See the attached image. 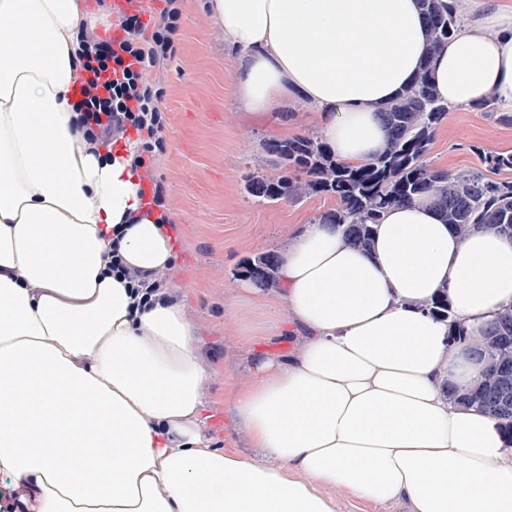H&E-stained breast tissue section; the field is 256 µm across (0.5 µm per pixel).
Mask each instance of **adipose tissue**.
Returning <instances> with one entry per match:
<instances>
[{
	"label": "adipose tissue",
	"instance_id": "adipose-tissue-1",
	"mask_svg": "<svg viewBox=\"0 0 512 512\" xmlns=\"http://www.w3.org/2000/svg\"><path fill=\"white\" fill-rule=\"evenodd\" d=\"M258 120L300 100L334 158L371 162L381 108L429 67L453 110L512 113V7L471 10L426 55L419 0H209ZM80 0H0V478L35 512H512V440L448 400L512 307V237L458 236L428 198L388 207L361 250L298 225L280 299L303 343L255 358L233 412L259 457L211 447L208 369L176 298L139 307L115 263L166 274L173 213L148 204L139 139L89 141L72 108ZM447 293L466 342L429 304ZM339 512H404V508L400 504L390 507H383L364 499H353L350 501L340 502L337 506Z\"/></svg>",
	"mask_w": 512,
	"mask_h": 512
}]
</instances>
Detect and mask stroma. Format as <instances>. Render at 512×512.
Segmentation results:
<instances>
[{"label":"stroma","instance_id":"stroma-1","mask_svg":"<svg viewBox=\"0 0 512 512\" xmlns=\"http://www.w3.org/2000/svg\"><path fill=\"white\" fill-rule=\"evenodd\" d=\"M207 0H179L175 51L153 70L165 117L164 149L151 173L161 180L165 207L176 215L177 265L169 275L172 295L186 305L210 376L204 383L203 417L213 447L257 456L232 412L236 394L252 380L256 354L288 355L295 336L281 308L263 297L279 289L240 290L249 259L281 250L295 224L332 209L333 199L303 196L274 205L248 194L247 178L269 172L271 140L318 136L312 112L299 102L277 119L254 123L236 100L232 72L236 52L225 44ZM512 149V126L474 110L449 111L428 154L432 167L460 171L481 165L480 151Z\"/></svg>","mask_w":512,"mask_h":512}]
</instances>
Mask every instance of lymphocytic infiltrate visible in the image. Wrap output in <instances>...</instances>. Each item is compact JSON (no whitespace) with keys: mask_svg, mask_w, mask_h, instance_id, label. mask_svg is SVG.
Segmentation results:
<instances>
[{"mask_svg":"<svg viewBox=\"0 0 512 512\" xmlns=\"http://www.w3.org/2000/svg\"><path fill=\"white\" fill-rule=\"evenodd\" d=\"M132 2L133 9L119 13L120 36L81 40L77 59L90 79L75 109L80 127L103 144L116 143L131 131L142 136L143 152L136 157L142 169L148 156L163 148L161 93L149 76L174 51L180 10L176 0H167L159 22L151 24L143 19L141 0Z\"/></svg>","mask_w":512,"mask_h":512,"instance_id":"obj_1","label":"lymphocytic infiltrate"}]
</instances>
